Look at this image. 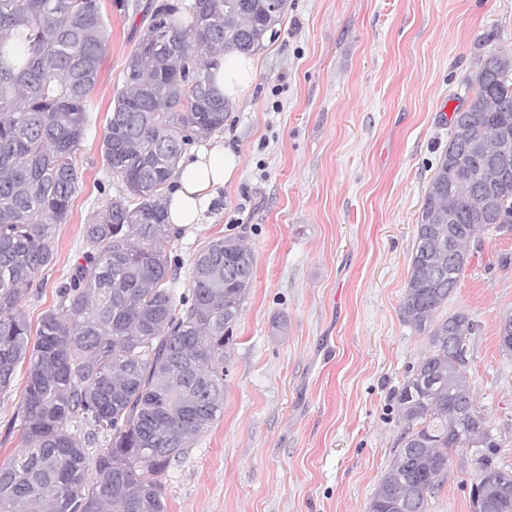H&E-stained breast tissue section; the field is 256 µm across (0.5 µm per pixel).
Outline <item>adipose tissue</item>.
<instances>
[{
  "instance_id": "adipose-tissue-1",
  "label": "adipose tissue",
  "mask_w": 512,
  "mask_h": 512,
  "mask_svg": "<svg viewBox=\"0 0 512 512\" xmlns=\"http://www.w3.org/2000/svg\"><path fill=\"white\" fill-rule=\"evenodd\" d=\"M262 67L251 53L230 52L212 66V83L229 101L241 99ZM239 157L222 141L183 157L169 192L168 223L184 228L202 223L216 188L234 181Z\"/></svg>"
}]
</instances>
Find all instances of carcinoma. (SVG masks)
I'll use <instances>...</instances> for the list:
<instances>
[{
	"instance_id": "obj_1",
	"label": "carcinoma",
	"mask_w": 512,
	"mask_h": 512,
	"mask_svg": "<svg viewBox=\"0 0 512 512\" xmlns=\"http://www.w3.org/2000/svg\"><path fill=\"white\" fill-rule=\"evenodd\" d=\"M269 0H195L192 23L175 4L123 2L144 32L126 58L102 140L109 176L83 227V249L56 286V303L32 328L25 305L56 261L55 227L80 188L76 155L90 125V94L108 27L102 0H0V393L27 379L17 411L23 451L0 465V512H165L159 477L224 410V352L233 342L255 256L238 237L210 240L176 287L166 192L188 148L224 129L229 102L211 66L273 33L287 8ZM491 51L471 108L450 123L472 139L512 130V69ZM448 141L429 182L401 310L429 336L431 353L397 395L402 447L369 512H426L448 452H475L472 512H512V475L495 464L500 440L467 382L463 311L440 309L459 279L448 268L487 234L512 233V195L473 220L476 193L512 174V141L469 159L470 185L448 198Z\"/></svg>"
}]
</instances>
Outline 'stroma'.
Returning <instances> with one entry per match:
<instances>
[{
  "label": "stroma",
  "instance_id": "stroma-1",
  "mask_svg": "<svg viewBox=\"0 0 512 512\" xmlns=\"http://www.w3.org/2000/svg\"><path fill=\"white\" fill-rule=\"evenodd\" d=\"M109 43L77 153L82 176L30 323L82 250L105 180L113 91L143 33L104 5ZM512 55V0H288L263 67L220 136L240 158L172 254L240 236L255 273L224 360V410L161 478L167 512H368L405 424L396 393L430 349L401 313L415 231L448 122L486 53ZM476 324L467 379L512 470V234L472 251L443 314ZM27 376L0 394V464L18 454ZM427 512H471L469 454L450 451Z\"/></svg>",
  "mask_w": 512,
  "mask_h": 512
}]
</instances>
